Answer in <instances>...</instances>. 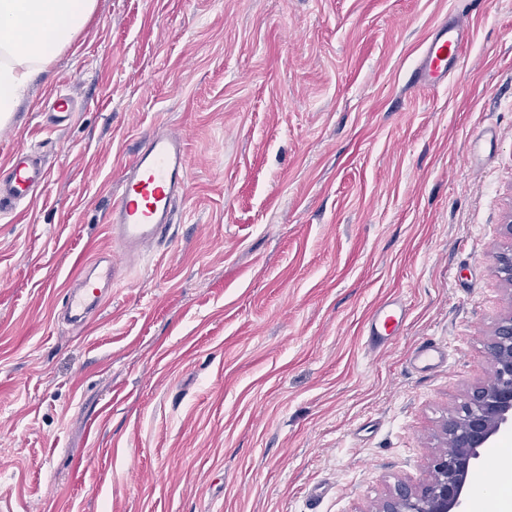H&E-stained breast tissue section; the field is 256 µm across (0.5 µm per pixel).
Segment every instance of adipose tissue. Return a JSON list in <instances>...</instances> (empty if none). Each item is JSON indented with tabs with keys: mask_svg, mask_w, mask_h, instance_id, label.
<instances>
[{
	"mask_svg": "<svg viewBox=\"0 0 512 512\" xmlns=\"http://www.w3.org/2000/svg\"><path fill=\"white\" fill-rule=\"evenodd\" d=\"M96 0H0V114L15 111L29 84L69 47Z\"/></svg>",
	"mask_w": 512,
	"mask_h": 512,
	"instance_id": "ef3b65f1",
	"label": "adipose tissue"
}]
</instances>
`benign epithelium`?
Masks as SVG:
<instances>
[{"label": "benign epithelium", "instance_id": "obj_1", "mask_svg": "<svg viewBox=\"0 0 512 512\" xmlns=\"http://www.w3.org/2000/svg\"><path fill=\"white\" fill-rule=\"evenodd\" d=\"M496 377L479 384L442 425L451 452L434 456L430 478L419 485L401 482L366 512H464L469 477L481 450L512 430V310L497 322L488 342Z\"/></svg>", "mask_w": 512, "mask_h": 512}]
</instances>
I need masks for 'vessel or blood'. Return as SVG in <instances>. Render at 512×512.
Wrapping results in <instances>:
<instances>
[{
    "instance_id": "obj_1",
    "label": "vessel or blood",
    "mask_w": 512,
    "mask_h": 512,
    "mask_svg": "<svg viewBox=\"0 0 512 512\" xmlns=\"http://www.w3.org/2000/svg\"><path fill=\"white\" fill-rule=\"evenodd\" d=\"M469 27L457 13L439 23L422 46L413 84L436 87L458 72L464 63V44ZM8 176L0 183V209L7 211L30 202L44 185L48 170L23 150L12 149ZM189 157L183 135L172 129L153 131L145 137L133 159L124 168L107 214V230L114 245L127 255H143L167 240L176 222L175 203L188 191ZM121 276L111 254L98 256L69 282L63 304L69 320L83 325L102 307ZM404 318L402 308L387 303L376 310L367 332L371 348L383 347ZM414 366L433 370L446 366L447 352L432 345L416 349Z\"/></svg>"
}]
</instances>
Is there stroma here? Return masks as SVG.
Masks as SVG:
<instances>
[{"instance_id": "stroma-1", "label": "stroma", "mask_w": 512, "mask_h": 512, "mask_svg": "<svg viewBox=\"0 0 512 512\" xmlns=\"http://www.w3.org/2000/svg\"><path fill=\"white\" fill-rule=\"evenodd\" d=\"M462 9L464 66L410 87ZM16 113L0 165L49 178L0 212V512H366L427 478L512 307V0H96ZM159 127L185 135L180 221L69 325ZM427 341L447 366H410ZM403 309L396 303H387L376 310L367 332L369 345L372 349L383 347L387 344L386 336L381 332V328L386 330L387 334H394L399 329V323L403 321Z\"/></svg>"}]
</instances>
